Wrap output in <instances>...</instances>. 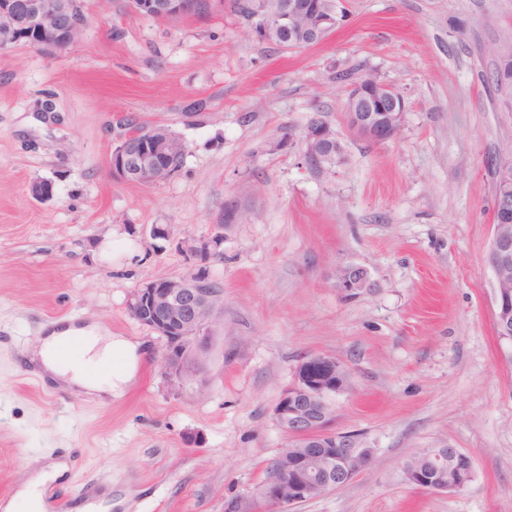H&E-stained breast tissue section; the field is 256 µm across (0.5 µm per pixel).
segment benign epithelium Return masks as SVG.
I'll use <instances>...</instances> for the list:
<instances>
[{"label": "benign epithelium", "instance_id": "1", "mask_svg": "<svg viewBox=\"0 0 512 512\" xmlns=\"http://www.w3.org/2000/svg\"><path fill=\"white\" fill-rule=\"evenodd\" d=\"M136 12L178 21L194 13L196 0H133ZM258 30H286L290 41L312 47L339 26L335 10L313 0H277L272 9L257 13ZM84 19L78 0H0V49L24 43L55 53L78 38ZM344 119L358 137L382 144L394 139L405 124L407 102L394 86L366 74L346 88ZM304 158L316 168L342 161L345 144L321 116L312 117L298 139ZM292 138L288 145H293ZM185 143L163 126H151L123 135L112 150V175L126 183L151 184L176 173ZM493 237L489 260L494 274L495 333L512 340V172L495 176ZM224 244V225L191 248L202 262L218 259ZM372 286L366 268L348 264L336 270V288L356 296ZM130 316L165 339L160 367L168 384L182 387L203 373L210 342L224 328V289L201 271L184 279H157L135 289L128 305ZM353 390L350 370L333 357L316 355L298 368L295 379L281 392L272 408L275 424L299 446L281 449L278 465L263 485L260 498L267 510L307 501L350 483L370 468L373 449L354 432L332 429V400ZM423 469L405 472L412 486L428 491L457 492L472 475L473 459L457 448H428L418 453Z\"/></svg>", "mask_w": 512, "mask_h": 512}]
</instances>
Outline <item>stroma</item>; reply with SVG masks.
I'll list each match as a JSON object with an SVG mask.
<instances>
[{
	"label": "stroma",
	"instance_id": "obj_1",
	"mask_svg": "<svg viewBox=\"0 0 512 512\" xmlns=\"http://www.w3.org/2000/svg\"><path fill=\"white\" fill-rule=\"evenodd\" d=\"M65 51L0 50V501L43 456L68 464L64 512H252L288 439L272 407L301 362L353 375L334 428L362 434L371 467L284 512H512V342L494 330L493 166L512 145V0H336L338 29L287 50L254 38L231 5L176 22L131 0H79ZM399 89V135L373 144L343 120L336 70ZM322 113L346 145L335 167L283 143ZM165 125L181 168L124 183L109 157L127 124ZM49 181L54 195L32 196ZM243 216L221 260L189 247L227 203ZM366 267L349 298L337 267ZM206 269L224 289V333L199 382L172 388L165 340L128 313L135 288ZM95 321L139 344L137 375L100 404L30 372L43 325ZM427 448L472 456L462 491L410 485Z\"/></svg>",
	"mask_w": 512,
	"mask_h": 512
}]
</instances>
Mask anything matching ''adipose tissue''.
I'll list each match as a JSON object with an SVG mask.
<instances>
[{
	"label": "adipose tissue",
	"instance_id": "1",
	"mask_svg": "<svg viewBox=\"0 0 512 512\" xmlns=\"http://www.w3.org/2000/svg\"><path fill=\"white\" fill-rule=\"evenodd\" d=\"M121 356L111 367L113 356ZM139 348L120 336L109 335L96 325L60 322L41 336L26 352V362L35 372L64 390L85 399L105 403L119 396L136 377ZM60 460L22 479L18 494L0 512H45L49 485L67 471Z\"/></svg>",
	"mask_w": 512,
	"mask_h": 512
}]
</instances>
